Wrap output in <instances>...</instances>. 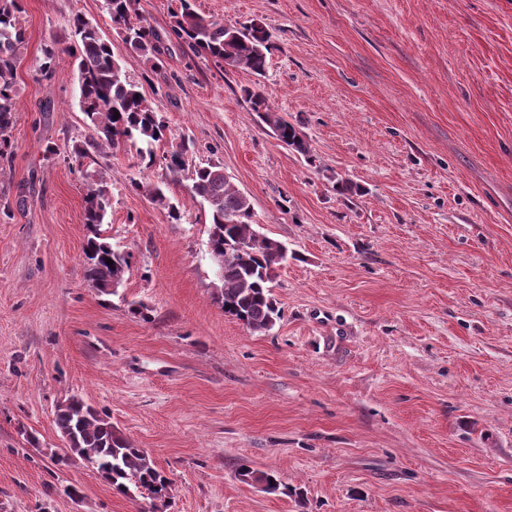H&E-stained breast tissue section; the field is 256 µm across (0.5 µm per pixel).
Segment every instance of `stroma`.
Masks as SVG:
<instances>
[{
  "label": "stroma",
  "mask_w": 512,
  "mask_h": 512,
  "mask_svg": "<svg viewBox=\"0 0 512 512\" xmlns=\"http://www.w3.org/2000/svg\"><path fill=\"white\" fill-rule=\"evenodd\" d=\"M192 5L263 23L265 75L177 41L155 72L104 0H20L0 157V512H512V0ZM76 14L111 40L168 140L221 164L293 252L270 331L215 302L187 174L89 149L71 57L38 73ZM253 89L309 155L252 111ZM91 177L110 197L104 235L131 255L114 295L85 278ZM341 177L353 194H337ZM135 180L161 185L180 223ZM72 396L167 472L168 507L117 494L80 458L54 463L55 410ZM244 465L287 493L241 482Z\"/></svg>",
  "instance_id": "obj_1"
}]
</instances>
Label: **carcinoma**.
I'll list each match as a JSON object with an SVG mask.
<instances>
[{"mask_svg": "<svg viewBox=\"0 0 512 512\" xmlns=\"http://www.w3.org/2000/svg\"><path fill=\"white\" fill-rule=\"evenodd\" d=\"M105 9L123 44L152 61L155 71L162 68L163 55L169 52L168 42L173 37L222 67L244 68L257 76L264 75L267 69L270 35L263 24L253 20L224 24L195 11L189 0H180V12L175 15L171 32L162 34L147 23L139 0H105ZM19 12V0H0V154L10 144L17 112L12 85L25 41ZM69 26V43L53 40L42 48L38 72L51 78L57 72L59 54L66 52L75 58L80 109L96 135L90 146L111 150L129 146L149 166L159 159L175 175L188 169L191 147L185 140L160 156L156 154L158 147L167 142L168 126L138 86L127 79L112 41L104 39L97 27L82 16H73ZM247 99L281 142L304 156L309 154L299 130L276 113L263 93L249 90ZM191 180L194 194L208 208L209 254L221 258L216 263L219 285L214 299L224 313L251 331L271 330L280 318L272 283L277 270L286 263L287 247L256 230L249 198L224 175L220 165L193 168ZM132 187L167 210L172 222L181 220L179 210L161 187L136 181ZM84 201V223L91 228L83 248L87 280L97 292L114 295L130 271V256L114 249L101 233L100 226L110 207L103 182L88 184ZM108 258L113 264H106ZM55 424L67 441L63 454L56 455L58 461L77 456L95 465L117 493L134 497L145 492L161 506H167L171 480L144 449L112 426L107 414L73 396L57 406ZM237 476L244 483L262 486L268 494L280 491V482L272 473L242 467Z\"/></svg>", "mask_w": 512, "mask_h": 512, "instance_id": "obj_1", "label": "carcinoma"}]
</instances>
